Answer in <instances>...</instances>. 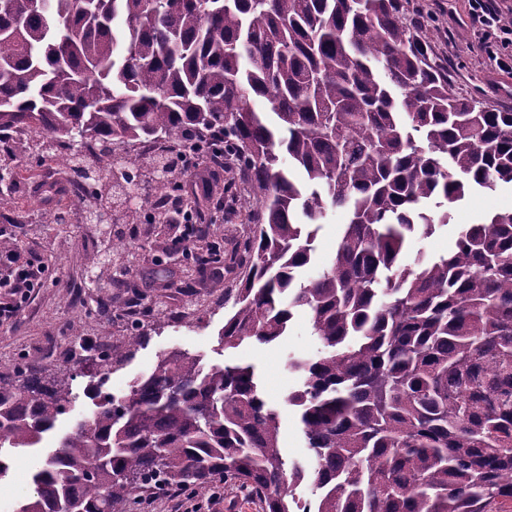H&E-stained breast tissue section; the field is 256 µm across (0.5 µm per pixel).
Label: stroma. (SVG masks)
I'll list each match as a JSON object with an SVG mask.
<instances>
[{
  "label": "stroma",
  "instance_id": "obj_1",
  "mask_svg": "<svg viewBox=\"0 0 512 512\" xmlns=\"http://www.w3.org/2000/svg\"><path fill=\"white\" fill-rule=\"evenodd\" d=\"M409 8L422 11L426 17L433 57L447 66L454 94L512 112V72L490 65L479 51L468 0H409ZM32 185L21 188L19 208L12 211L10 221L0 220V240L13 243L21 259L40 260L47 271L20 315L0 322V372L12 371L21 361L37 368L62 366L70 343L79 335L96 336L106 329L112 339L126 336L131 326L126 314L128 295L112 280L113 265L118 262L126 266L127 280L136 284L141 306L148 314H172L188 307L196 320L175 329H159L154 322H145L141 331L146 344L127 365L112 373L108 392L127 393L134 378L149 372L162 353L174 349L200 355L209 365L232 359L245 361L254 366L269 402L280 411L284 455L291 460L308 458L297 414L283 403L299 382L287 366L288 359L311 358L321 348L306 311L295 312L287 336L276 343L225 349L220 338L224 291L234 287L236 280L231 275L220 280L206 278L197 265L172 257V241L182 232V225L141 224L132 232L121 223L105 228L89 223L84 212L72 206L67 209V223L56 224L52 216L58 211L57 205H40ZM501 208H512L511 188L468 195L452 209L450 224L438 228L431 237L409 239L404 262H413L421 254L448 253L459 225L477 223ZM117 233L130 242L119 258L112 254V239ZM89 253L100 257L98 268L85 266L84 257ZM90 406L89 399L79 397L73 410L44 434L38 447L13 450L12 470L0 481V512H13L18 493L32 482L35 461L43 459Z\"/></svg>",
  "mask_w": 512,
  "mask_h": 512
}]
</instances>
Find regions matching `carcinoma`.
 Listing matches in <instances>:
<instances>
[{
  "instance_id": "carcinoma-1",
  "label": "carcinoma",
  "mask_w": 512,
  "mask_h": 512,
  "mask_svg": "<svg viewBox=\"0 0 512 512\" xmlns=\"http://www.w3.org/2000/svg\"><path fill=\"white\" fill-rule=\"evenodd\" d=\"M0 0V154L42 138L37 165L86 186L141 159L115 145L224 136V195L248 194L249 232L211 249L230 272L224 349L268 345L294 311L323 350L293 359L309 461L280 452V413L251 365L209 368L172 351L123 397L100 384L33 475L20 512H127L148 491L236 489L259 512H489L512 501V210L466 224L453 248L402 263L407 240L449 223L467 189L512 185V112L458 99L403 0ZM263 98L269 111L258 112ZM94 167H81L89 145ZM32 178L0 164V209ZM163 175L144 206L172 224ZM348 213L316 277V229ZM80 345L108 369L145 337ZM81 358L61 377L0 373V450L31 448L71 408Z\"/></svg>"
}]
</instances>
